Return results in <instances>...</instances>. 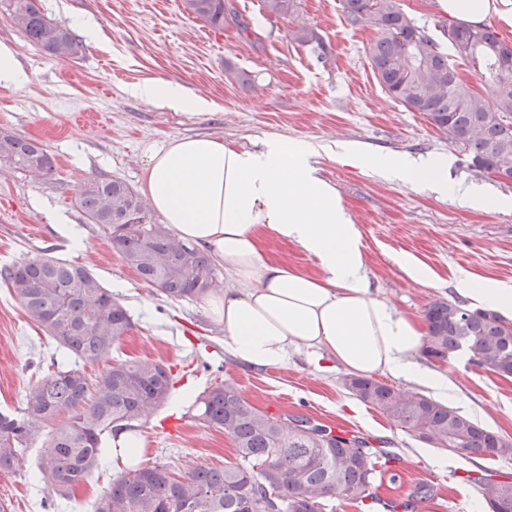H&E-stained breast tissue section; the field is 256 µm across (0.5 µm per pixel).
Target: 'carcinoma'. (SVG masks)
<instances>
[{"instance_id":"cac0c4a2","label":"carcinoma","mask_w":512,"mask_h":512,"mask_svg":"<svg viewBox=\"0 0 512 512\" xmlns=\"http://www.w3.org/2000/svg\"><path fill=\"white\" fill-rule=\"evenodd\" d=\"M352 26L377 32L370 47L381 87L411 112H421L458 144L469 167L485 174L512 173V46L490 25L448 26V40L478 68L484 93L476 92L437 42L413 24L397 0H344ZM270 16L285 17L293 0H263ZM184 9L210 26L224 27V0H184ZM33 43L62 60L78 58L82 42L41 11L40 0H0V12ZM302 45L322 47L306 27L293 33ZM0 161L29 172L54 171L37 140L0 131ZM75 204L139 277L164 297L202 296L215 287L217 270L199 247L177 238L148 216L144 201L122 179L90 176ZM0 280L19 299L27 318L75 364L39 378L17 413L0 412V474L20 467L25 443L44 437L38 478L67 497L99 468L102 436L146 418L168 397L171 371L160 363L118 361L95 377L80 363L107 358L131 329L128 310L88 268L49 256L0 268ZM422 353L446 358L464 348L471 361L500 377H512V331L487 309L436 300L425 307ZM348 389L401 430L438 448L489 458L511 457L512 442L415 392H402L370 377H354ZM203 423L224 430L237 462L200 467L183 475L155 462L121 473L95 501L94 512H327L336 498L359 499L376 476V455L365 438L324 436L303 426L309 418L270 414L253 406L228 379L200 399ZM490 512H512V479L475 478Z\"/></svg>"}]
</instances>
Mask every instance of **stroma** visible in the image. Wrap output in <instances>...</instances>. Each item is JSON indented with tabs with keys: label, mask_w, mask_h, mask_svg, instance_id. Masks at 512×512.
Wrapping results in <instances>:
<instances>
[{
	"label": "stroma",
	"mask_w": 512,
	"mask_h": 512,
	"mask_svg": "<svg viewBox=\"0 0 512 512\" xmlns=\"http://www.w3.org/2000/svg\"><path fill=\"white\" fill-rule=\"evenodd\" d=\"M445 53L449 18L436 0H397ZM235 15L215 29L190 14L183 0H41L48 18L81 39L78 59L51 56L0 14V43L12 46L27 76L22 87L0 85V130L43 143L55 174L44 179L0 162V266L51 256L89 266L127 308L133 328L113 359L168 365L167 400L140 422L148 459L176 472L221 467L236 459L233 442L197 420L184 393L201 395L234 380L244 397L272 414H296L334 431L356 432L399 462L398 476L383 474L376 501L338 499L335 512H489L471 475L512 476V458L489 460L423 442L393 425L344 386L346 370L331 360L311 364L298 350L277 367L256 369L224 348V330L206 297L174 301L141 281L110 247L106 232L88 223L74 203L79 184L109 175L137 186L144 141L212 134L241 148L276 133L316 144L357 142L380 154L446 160L454 191L440 194L326 155L315 161L359 224L366 272L379 295L398 311L423 318L435 300L466 304L458 279L474 276L512 283V182L477 174L461 148L422 113L392 100L369 61L373 30L350 27L343 0H294L285 17L269 16L262 0H229ZM96 23L92 37L87 23ZM302 27L323 40V54L291 36ZM148 78L182 84L217 103L214 112L185 113L146 104L131 93ZM499 199L476 209L465 189ZM409 253L437 274L434 285L406 281L396 259ZM69 363L0 282V410L22 407L30 385L53 362ZM454 390L446 402L461 414L512 439V378L472 365L459 355L439 366ZM42 439L27 443L20 468L0 475V500L12 512H93L100 493L118 474L103 460L91 479L61 497L36 476ZM451 456L450 466L433 460ZM427 484L428 497L414 495Z\"/></svg>",
	"instance_id": "1"
}]
</instances>
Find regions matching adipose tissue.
Listing matches in <instances>:
<instances>
[{"instance_id":"ef3b65f1","label":"adipose tissue","mask_w":512,"mask_h":512,"mask_svg":"<svg viewBox=\"0 0 512 512\" xmlns=\"http://www.w3.org/2000/svg\"><path fill=\"white\" fill-rule=\"evenodd\" d=\"M469 25L497 19L512 27V0H438ZM141 100L184 112L214 102L180 85L151 78L134 86ZM326 155L406 183L448 188L444 161L402 154L379 156L360 145H327ZM140 191L150 209L180 239L207 248L233 280L208 301L224 325V344L254 368L276 367L292 348L327 358L357 376L406 377L435 394L446 380L423 368L424 333L415 318L379 298L366 273L362 232L335 187L312 162L314 149L280 135L241 150L213 135L145 142ZM292 244L314 259L307 273L271 259L262 242ZM472 307L512 318V284L461 279Z\"/></svg>"}]
</instances>
